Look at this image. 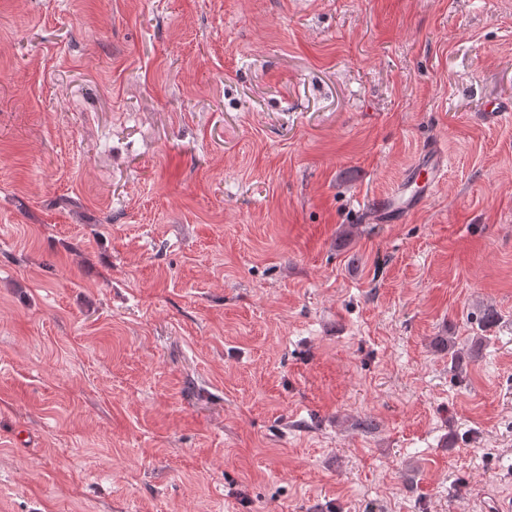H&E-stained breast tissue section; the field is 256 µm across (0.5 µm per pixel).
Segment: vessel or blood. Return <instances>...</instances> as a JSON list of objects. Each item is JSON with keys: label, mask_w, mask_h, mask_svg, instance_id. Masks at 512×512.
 Here are the masks:
<instances>
[{"label": "vessel or blood", "mask_w": 512, "mask_h": 512, "mask_svg": "<svg viewBox=\"0 0 512 512\" xmlns=\"http://www.w3.org/2000/svg\"><path fill=\"white\" fill-rule=\"evenodd\" d=\"M444 170L441 148L435 144L429 145L421 161L405 175L396 191L381 204L368 206V213L387 224L401 220L428 201Z\"/></svg>", "instance_id": "obj_1"}]
</instances>
